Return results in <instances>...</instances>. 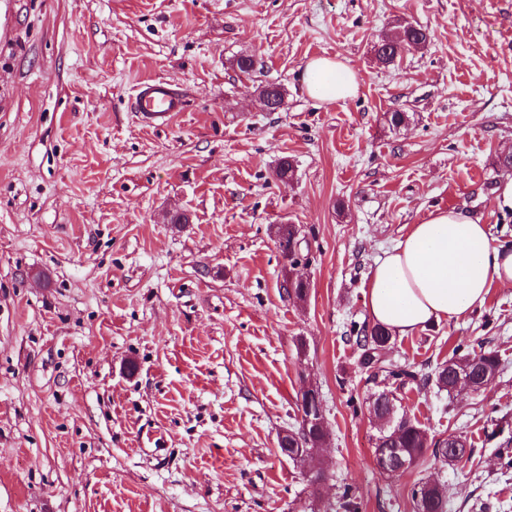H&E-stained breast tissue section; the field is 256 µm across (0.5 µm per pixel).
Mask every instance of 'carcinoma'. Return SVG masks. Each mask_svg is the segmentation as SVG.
<instances>
[{
	"label": "carcinoma",
	"instance_id": "cac0c4a2",
	"mask_svg": "<svg viewBox=\"0 0 512 512\" xmlns=\"http://www.w3.org/2000/svg\"><path fill=\"white\" fill-rule=\"evenodd\" d=\"M429 38L428 32L421 27L410 26L404 31V38L399 47H420ZM278 180L289 184L294 180V164L286 157L282 158L276 168ZM392 334L387 328L372 325L368 322L358 324L350 323L347 341L355 346L358 352L359 363L367 369H375L386 373L393 379L402 381H420L421 384H434L438 390L448 393L454 392L456 370L468 372L475 389L483 388L488 380L495 377L499 371V357L492 350L479 354H453L448 362L437 367L431 374H418L407 365L393 363L385 358L386 351L391 343ZM370 407L375 417L383 422L378 428V435L374 446V453H382L390 459L401 458L412 468L426 460L427 450H432L434 457H439L440 449L446 448L459 441V437L450 435L446 439L434 440L429 438L427 432L406 414L395 412V397L391 393H375L370 398ZM327 432L311 423L302 432L290 433L279 438L278 446L282 454L290 457L304 448H318L322 440L326 439ZM414 512H444L446 504L444 493L440 492L429 481L416 482L411 490ZM339 508L342 512H360L361 504L354 489L345 486L339 496Z\"/></svg>",
	"mask_w": 512,
	"mask_h": 512
}]
</instances>
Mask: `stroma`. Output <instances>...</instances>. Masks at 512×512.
Returning <instances> with one entry per match:
<instances>
[{"label": "stroma", "instance_id": "35a3bbf8", "mask_svg": "<svg viewBox=\"0 0 512 512\" xmlns=\"http://www.w3.org/2000/svg\"><path fill=\"white\" fill-rule=\"evenodd\" d=\"M410 25L426 45L378 65ZM321 56L359 74L355 98L308 97ZM152 79L185 100L156 129L132 105ZM268 83L279 111L254 95ZM506 153L512 0H0V512H340L346 484L361 512H413L422 479L447 512H512V288L387 352L428 373L457 347L496 351L476 392L372 376L343 338L368 319L374 262L431 211L512 246ZM280 224L307 265L281 256ZM290 275L306 301L283 294ZM310 385L328 436L306 462L278 439ZM384 389L470 458L381 473Z\"/></svg>", "mask_w": 512, "mask_h": 512}]
</instances>
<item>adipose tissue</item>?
Returning <instances> with one entry per match:
<instances>
[{
	"instance_id": "obj_1",
	"label": "adipose tissue",
	"mask_w": 512,
	"mask_h": 512,
	"mask_svg": "<svg viewBox=\"0 0 512 512\" xmlns=\"http://www.w3.org/2000/svg\"><path fill=\"white\" fill-rule=\"evenodd\" d=\"M302 81L321 103L356 96L360 80L331 57L310 60ZM512 286V249L493 245L486 225L457 209L430 212L372 266L364 305L372 323L407 336L482 307L492 285Z\"/></svg>"
}]
</instances>
